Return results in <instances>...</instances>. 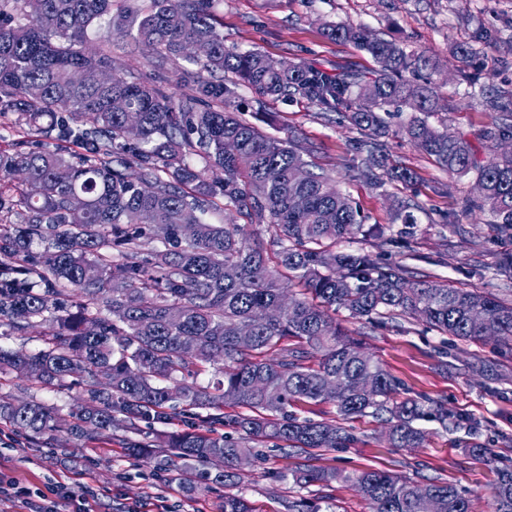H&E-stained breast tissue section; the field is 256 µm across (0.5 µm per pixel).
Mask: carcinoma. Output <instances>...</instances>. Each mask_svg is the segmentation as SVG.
Returning a JSON list of instances; mask_svg holds the SVG:
<instances>
[{
    "label": "carcinoma",
    "mask_w": 512,
    "mask_h": 512,
    "mask_svg": "<svg viewBox=\"0 0 512 512\" xmlns=\"http://www.w3.org/2000/svg\"><path fill=\"white\" fill-rule=\"evenodd\" d=\"M0 99L16 107L23 125L46 140L73 139L86 153L73 159L59 147L0 153V175H23L19 223L0 224V316L14 331L45 326V348L24 354L0 347V373L16 372L39 390L81 377L90 403L71 413L66 433L79 441L113 438L122 431L134 457L190 490L231 487L254 458L251 443L273 439L283 448H346L354 436L341 422L373 416L388 425L395 448H420L424 416L443 426L465 420L434 402L401 396V382L336 323L344 308L368 323L397 316L474 344L512 352V302L471 288L420 280L408 267L368 251L336 250V243L365 235V218L336 191L331 178L310 170L288 140L242 120L235 99L244 85L261 98L300 97L358 129V152L383 166L384 138L400 136L433 156L448 174L475 177L473 210H488L496 227L512 235V155L484 161L464 134L448 141L435 123L439 86L432 58L366 28L326 25V36L354 44L375 67L330 74L303 62L275 59L257 48L224 46L214 0H150L113 17V27L157 54V63L182 60V77H198V94L174 100L140 80L110 85L74 80L79 70L112 65V42L88 55V31L112 13V0H0ZM231 72L228 84L220 75ZM486 106L499 117L479 140L488 149L512 139V112L496 98ZM236 150L224 151V142ZM198 156L203 166L189 161ZM303 169V181L292 172ZM249 222L274 227L277 249L242 236L239 224L208 222V199ZM406 230L384 237L409 247L416 224L410 206H395ZM118 254H112V250ZM236 276L224 275L226 267ZM96 278L85 277L87 269ZM302 288L282 317V272ZM482 309L487 326L471 319ZM251 328L252 339L238 341ZM276 352L275 359L267 355ZM316 364H309L315 353ZM215 370L213 387L197 382ZM340 386L333 396L326 387ZM298 402L336 407L339 421L314 422L288 414ZM249 410L224 416V404ZM196 411L198 423L161 434L152 425ZM0 422L38 442L59 432L52 408L34 399L0 400ZM231 425L233 438L222 429ZM224 457V469L208 468ZM300 487L353 486L369 512H470L467 493L446 482H418L364 469L354 472L303 466L280 480ZM492 512H512V466L502 467L491 489ZM221 512H252L235 494ZM288 512H322L315 499L288 502Z\"/></svg>",
    "instance_id": "1"
}]
</instances>
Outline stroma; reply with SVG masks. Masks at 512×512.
Wrapping results in <instances>:
<instances>
[{
  "label": "stroma",
  "mask_w": 512,
  "mask_h": 512,
  "mask_svg": "<svg viewBox=\"0 0 512 512\" xmlns=\"http://www.w3.org/2000/svg\"><path fill=\"white\" fill-rule=\"evenodd\" d=\"M215 12L226 46L256 47L331 73L368 70L374 62L353 44L327 39L325 24L362 26L387 39L405 40L409 49L439 60L441 116L454 134L473 138L492 123L494 113L485 105L490 96H500L512 108V0H217ZM106 39L112 42L115 74L154 84L174 97L194 94L195 83L180 79L181 61L157 66L151 49L108 23L90 32L88 45L94 48ZM460 43L472 50L464 61L455 54ZM464 70L475 74L474 82L462 80ZM237 105L243 119L268 134L310 148L313 170L328 175L337 190L349 195L368 224L397 233L401 224L393 219L394 205L412 202L417 222L410 247L392 252L391 261L406 265L415 278L478 288L512 302V286L496 274L512 258V237L495 228L490 212L468 209L466 200L476 193L473 177L448 175L422 149L391 137V162L413 171L416 179L409 186L387 180L377 187L362 175L371 160L354 155L352 145L360 132L349 123L299 99L258 103L246 87L240 88ZM335 318L402 382L406 396L427 398L469 417L478 423V435L444 428L430 417L420 422L428 433L423 447L394 448L380 421L357 418L348 423L356 442L347 448L304 452L259 446V457L242 471L235 494L245 497L255 512H288L289 501L300 497L325 498L335 512H369L352 486L301 488L278 481L275 474L303 464L347 472L374 468L416 481L454 484L467 492L471 512H492L490 491L497 471L512 464V354L489 344L450 340L408 317L369 324L340 309ZM472 441L486 447V456L467 454ZM0 471L40 489L56 482L85 486L97 497L96 512H156L161 500L173 512H220L224 499L220 488L187 491L153 480L149 463L128 456L119 443L83 447L63 432L54 447L45 448L0 425Z\"/></svg>",
  "instance_id": "1"
}]
</instances>
